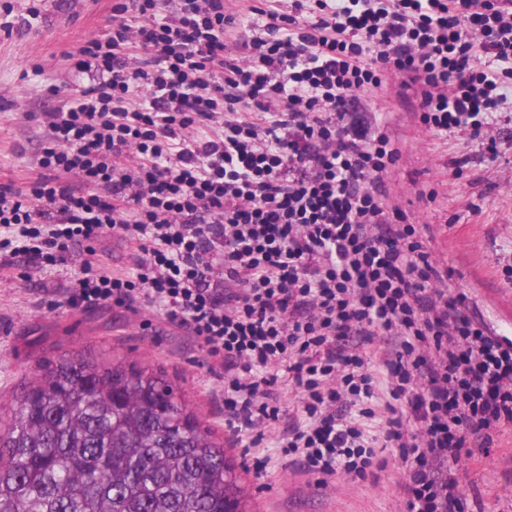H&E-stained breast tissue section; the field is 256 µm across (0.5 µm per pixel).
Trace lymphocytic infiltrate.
I'll list each match as a JSON object with an SVG mask.
<instances>
[{
    "label": "lymphocytic infiltrate",
    "mask_w": 512,
    "mask_h": 512,
    "mask_svg": "<svg viewBox=\"0 0 512 512\" xmlns=\"http://www.w3.org/2000/svg\"><path fill=\"white\" fill-rule=\"evenodd\" d=\"M265 19L263 34L242 15ZM90 87L40 114L0 178V275L76 269L60 307L159 313L224 379L255 468L274 441L328 487L396 465L404 512H462L461 471L512 429V338L492 332L391 196L401 142L512 122L497 0H114L69 55ZM113 237L128 265L85 245Z\"/></svg>",
    "instance_id": "lymphocytic-infiltrate-1"
}]
</instances>
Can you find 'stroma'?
<instances>
[{"mask_svg": "<svg viewBox=\"0 0 512 512\" xmlns=\"http://www.w3.org/2000/svg\"><path fill=\"white\" fill-rule=\"evenodd\" d=\"M112 0H0V170L23 177L27 157L13 145L39 131L45 103L67 100L88 88L90 74L71 69L65 53L112 26ZM512 166V127L495 150L463 134L432 140L427 148L406 155L396 173V188L409 189L407 210L426 223L424 243L448 268L457 292L493 329L512 337V324L499 321L494 303L512 293L502 272L512 264V196L492 186L491 174ZM439 187L436 199L418 198L420 190ZM478 209L466 212L459 196ZM73 268L61 264L40 270L25 264L0 277V396L15 390L34 361L52 346L89 348L120 354L165 367L201 419L217 437H226L224 392L201 349L185 346L156 325H142L131 313L102 308L83 312L56 307L39 284L68 287ZM226 453L249 496L252 512H397L393 484L397 471L352 483L338 479L321 488L315 475L304 472L283 455L272 468H245L244 448ZM468 485L464 512H512V500L496 490L512 485V433L495 437L488 454L461 476Z\"/></svg>", "mask_w": 512, "mask_h": 512, "instance_id": "35a3bbf8", "label": "stroma"}]
</instances>
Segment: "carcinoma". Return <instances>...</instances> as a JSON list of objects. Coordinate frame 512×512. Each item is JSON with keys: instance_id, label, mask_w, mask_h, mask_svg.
Wrapping results in <instances>:
<instances>
[{"instance_id": "1", "label": "carcinoma", "mask_w": 512, "mask_h": 512, "mask_svg": "<svg viewBox=\"0 0 512 512\" xmlns=\"http://www.w3.org/2000/svg\"><path fill=\"white\" fill-rule=\"evenodd\" d=\"M0 409V512H224L238 489L162 366L52 349Z\"/></svg>"}]
</instances>
